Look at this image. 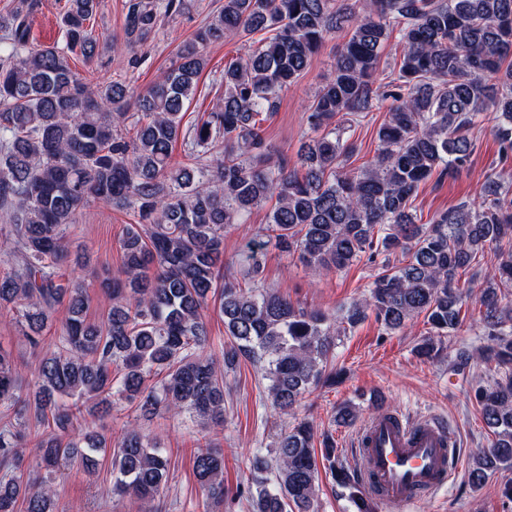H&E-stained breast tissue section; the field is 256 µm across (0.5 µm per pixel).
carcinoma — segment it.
Returning <instances> with one entry per match:
<instances>
[{"instance_id": "cac0c4a2", "label": "carcinoma", "mask_w": 512, "mask_h": 512, "mask_svg": "<svg viewBox=\"0 0 512 512\" xmlns=\"http://www.w3.org/2000/svg\"><path fill=\"white\" fill-rule=\"evenodd\" d=\"M193 2L126 0V45L147 43L161 18ZM99 4L66 0L61 46H30L36 0H13L0 14V212L9 225L0 239V264L8 266L0 273V315L19 313L24 339L37 350L56 306L68 302L33 389L23 388L17 364L0 349V512H54L51 478L26 467L19 451L31 419L58 430L35 444L40 466L52 472L79 460L93 474L95 455L114 446L112 490L152 512L168 482L162 449L135 423L115 445L90 429L70 438L74 421L111 411L118 395L145 417L187 411L221 423L224 375L241 357L263 364L272 405L290 411L311 387L343 381L341 371H327L329 357L369 310L388 333L425 315L431 330L417 352L436 356L442 338L461 326L470 291L462 276L487 251L493 272L480 285V302L488 343L458 349L448 370L477 357L495 363L473 393L498 439L478 451L469 482L480 486L488 472L512 466V304L502 300L512 288V185L491 174L474 204L429 224L410 214L423 182L470 164L472 131L490 104L499 163L512 166V0H224L169 70L134 98L120 79L93 85L71 67L73 56L99 54L90 26ZM344 28L333 78L307 107L310 136L290 169L274 158L262 123ZM260 31L267 33L260 45L220 74L222 102L183 130L207 47L228 33ZM394 33L401 61L380 94V52ZM385 99L378 152L361 171H345L354 143L343 118L378 110ZM180 138L184 162L172 156ZM92 199L137 218L120 240L125 279L112 282V305L98 324L86 319L85 282L59 273L69 256L66 231ZM271 199L265 239L241 258L246 287L224 277V229ZM270 245L298 255L314 274L343 270L365 254L385 258L367 295L330 318L261 285ZM211 298L229 337L221 362L209 351L202 316ZM322 444L355 512H374L333 443ZM193 469L206 497L224 500V453L207 446ZM262 471L271 477L253 479L245 496L251 512H315L313 424L298 420L281 433Z\"/></svg>"}]
</instances>
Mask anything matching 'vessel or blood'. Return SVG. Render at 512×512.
<instances>
[{
    "label": "vessel or blood",
    "mask_w": 512,
    "mask_h": 512,
    "mask_svg": "<svg viewBox=\"0 0 512 512\" xmlns=\"http://www.w3.org/2000/svg\"><path fill=\"white\" fill-rule=\"evenodd\" d=\"M360 478L369 497L401 505L446 485L459 469L450 428L434 417L409 421L385 409L359 429Z\"/></svg>",
    "instance_id": "obj_1"
}]
</instances>
